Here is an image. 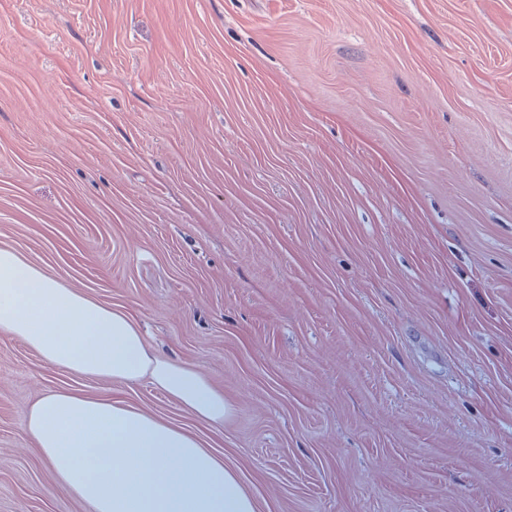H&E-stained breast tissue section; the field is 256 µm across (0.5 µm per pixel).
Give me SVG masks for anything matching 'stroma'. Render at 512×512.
I'll use <instances>...</instances> for the list:
<instances>
[{
	"mask_svg": "<svg viewBox=\"0 0 512 512\" xmlns=\"http://www.w3.org/2000/svg\"><path fill=\"white\" fill-rule=\"evenodd\" d=\"M0 246L232 407L0 335V512H92L23 434L56 391L259 512H512V0H0Z\"/></svg>",
	"mask_w": 512,
	"mask_h": 512,
	"instance_id": "stroma-1",
	"label": "stroma"
}]
</instances>
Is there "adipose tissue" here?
<instances>
[{"label": "adipose tissue", "instance_id": "adipose-tissue-1", "mask_svg": "<svg viewBox=\"0 0 512 512\" xmlns=\"http://www.w3.org/2000/svg\"><path fill=\"white\" fill-rule=\"evenodd\" d=\"M0 334L83 376L149 377L186 415L211 426L231 412L195 368L152 354L127 312L69 287L0 247ZM54 479L93 512H257L241 471L191 429L119 399L53 392L24 424Z\"/></svg>", "mask_w": 512, "mask_h": 512}]
</instances>
